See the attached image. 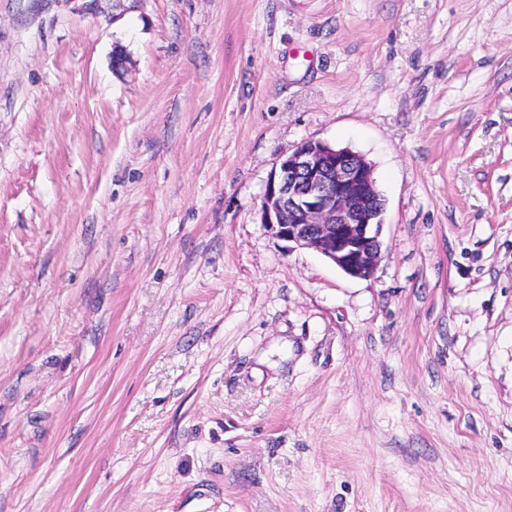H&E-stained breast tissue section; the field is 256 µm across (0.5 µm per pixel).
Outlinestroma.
Wrapping results in <instances>:
<instances>
[{
	"instance_id": "stroma-1",
	"label": "stroma",
	"mask_w": 512,
	"mask_h": 512,
	"mask_svg": "<svg viewBox=\"0 0 512 512\" xmlns=\"http://www.w3.org/2000/svg\"><path fill=\"white\" fill-rule=\"evenodd\" d=\"M0 512H512V0H0ZM383 211L370 162L347 148L308 140L271 171L262 223L274 237L366 278L382 257Z\"/></svg>"
}]
</instances>
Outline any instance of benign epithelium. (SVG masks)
Wrapping results in <instances>:
<instances>
[{
	"mask_svg": "<svg viewBox=\"0 0 512 512\" xmlns=\"http://www.w3.org/2000/svg\"><path fill=\"white\" fill-rule=\"evenodd\" d=\"M383 211L370 162L347 148L308 140L271 171L262 224L274 237L325 256L345 274L366 278L382 257Z\"/></svg>",
	"mask_w": 512,
	"mask_h": 512,
	"instance_id": "obj_1",
	"label": "benign epithelium"
}]
</instances>
